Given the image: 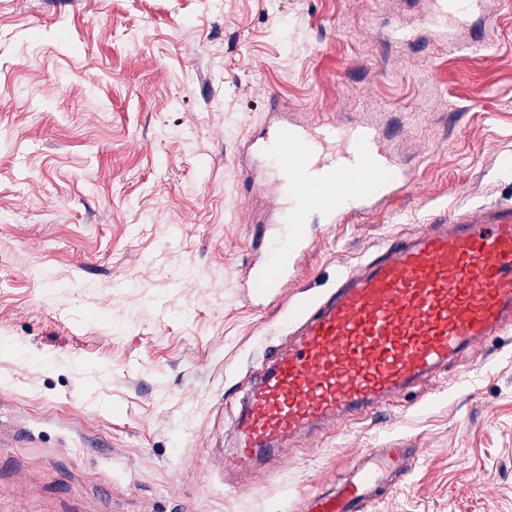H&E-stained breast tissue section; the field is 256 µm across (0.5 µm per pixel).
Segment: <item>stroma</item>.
Returning a JSON list of instances; mask_svg holds the SVG:
<instances>
[{
    "instance_id": "35a3bbf8",
    "label": "stroma",
    "mask_w": 512,
    "mask_h": 512,
    "mask_svg": "<svg viewBox=\"0 0 512 512\" xmlns=\"http://www.w3.org/2000/svg\"><path fill=\"white\" fill-rule=\"evenodd\" d=\"M0 0V512H302L365 448H419L368 512H512V331L350 424L224 474L290 312L430 214L512 203V0ZM371 118L407 192L241 286L274 198L235 159L272 95ZM480 6V0H434L432 10L423 23L436 35L446 36L450 28L469 22Z\"/></svg>"
}]
</instances>
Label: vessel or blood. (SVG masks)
Segmentation results:
<instances>
[{
	"mask_svg": "<svg viewBox=\"0 0 512 512\" xmlns=\"http://www.w3.org/2000/svg\"><path fill=\"white\" fill-rule=\"evenodd\" d=\"M481 0H433L424 25L439 36L479 11ZM264 162L280 201L252 240L243 282L277 295L306 252L312 216L336 224L403 194L411 173L367 121H301L272 99L262 133L239 144ZM512 330V203L428 219L341 273L307 306L294 343L264 359L237 415L227 464L243 470L289 437L377 408L489 337ZM417 448H367L333 487L308 496V512H366L394 477L409 476Z\"/></svg>",
	"mask_w": 512,
	"mask_h": 512,
	"instance_id": "vessel-or-blood-1",
	"label": "vessel or blood"
}]
</instances>
